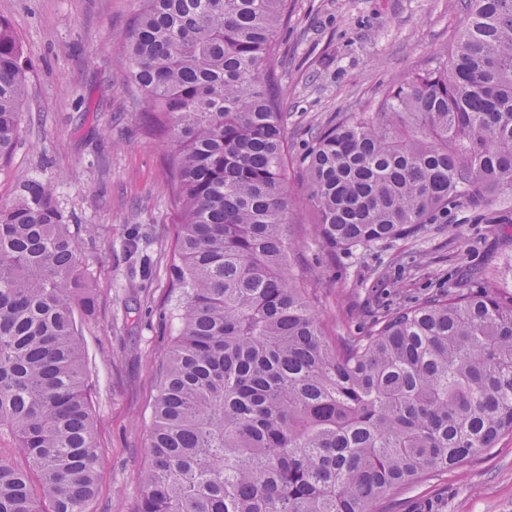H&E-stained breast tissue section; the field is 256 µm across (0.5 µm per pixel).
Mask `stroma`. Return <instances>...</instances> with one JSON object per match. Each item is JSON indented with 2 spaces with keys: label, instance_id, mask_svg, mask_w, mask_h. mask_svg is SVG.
Listing matches in <instances>:
<instances>
[{
  "label": "stroma",
  "instance_id": "obj_1",
  "mask_svg": "<svg viewBox=\"0 0 512 512\" xmlns=\"http://www.w3.org/2000/svg\"><path fill=\"white\" fill-rule=\"evenodd\" d=\"M137 0H0L28 58L21 133L0 168V206L34 180L56 186L94 287L82 321L100 450L91 512H132L142 494L158 369L174 323L170 265L176 215L160 142L122 67ZM281 102L288 120L292 233L327 335H365L375 320L447 289L454 270L489 269L512 287V244L495 224L449 214L421 238L329 255L295 166L310 134L380 96L393 79L445 50L463 0H288ZM394 512H512V437L397 495Z\"/></svg>",
  "mask_w": 512,
  "mask_h": 512
}]
</instances>
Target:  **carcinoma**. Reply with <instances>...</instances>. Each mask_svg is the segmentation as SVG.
Segmentation results:
<instances>
[{"mask_svg": "<svg viewBox=\"0 0 512 512\" xmlns=\"http://www.w3.org/2000/svg\"><path fill=\"white\" fill-rule=\"evenodd\" d=\"M453 45L311 137L300 165L330 251L465 209L512 223V0H466ZM288 0H140L123 50L169 147L170 317L133 512H386L395 493L512 435V290H448L326 336L294 263ZM23 49L0 17V164ZM94 307L52 183L0 208V512H90L99 455L77 316Z\"/></svg>", "mask_w": 512, "mask_h": 512, "instance_id": "cac0c4a2", "label": "carcinoma"}]
</instances>
